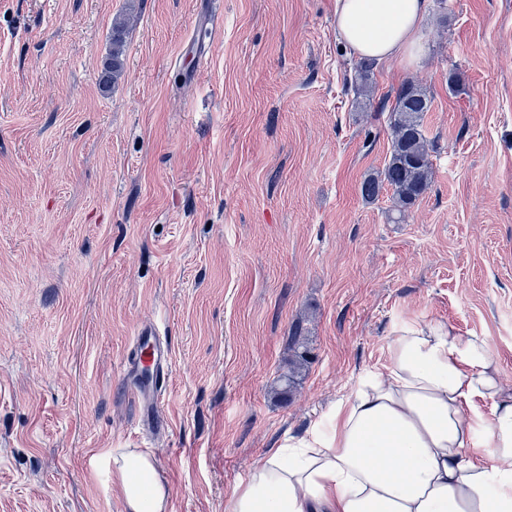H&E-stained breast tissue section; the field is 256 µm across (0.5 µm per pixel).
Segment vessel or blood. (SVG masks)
Listing matches in <instances>:
<instances>
[{
    "label": "vessel or blood",
    "instance_id": "vessel-or-blood-1",
    "mask_svg": "<svg viewBox=\"0 0 512 512\" xmlns=\"http://www.w3.org/2000/svg\"><path fill=\"white\" fill-rule=\"evenodd\" d=\"M169 365V348L156 331L142 332L136 340V347L128 357L125 369L140 375L143 387L140 396L148 412L154 413L161 403V389Z\"/></svg>",
    "mask_w": 512,
    "mask_h": 512
}]
</instances>
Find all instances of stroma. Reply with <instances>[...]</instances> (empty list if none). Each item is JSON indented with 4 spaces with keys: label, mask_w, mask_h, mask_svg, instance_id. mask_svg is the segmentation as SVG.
Here are the masks:
<instances>
[{
    "label": "stroma",
    "mask_w": 512,
    "mask_h": 512,
    "mask_svg": "<svg viewBox=\"0 0 512 512\" xmlns=\"http://www.w3.org/2000/svg\"><path fill=\"white\" fill-rule=\"evenodd\" d=\"M423 46L363 87L336 0H0V512H124L105 448L226 512L406 326L512 385V0H429ZM408 82L433 173L398 219L360 186ZM150 326L157 426L123 370ZM127 33V22L116 21L112 27V55L108 60L104 73V83L116 79L122 69V54Z\"/></svg>",
    "instance_id": "stroma-1"
}]
</instances>
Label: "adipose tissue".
Returning <instances> with one entry per match:
<instances>
[{"instance_id": "1", "label": "adipose tissue", "mask_w": 512, "mask_h": 512, "mask_svg": "<svg viewBox=\"0 0 512 512\" xmlns=\"http://www.w3.org/2000/svg\"><path fill=\"white\" fill-rule=\"evenodd\" d=\"M428 0H337L352 54L416 58ZM490 401L489 413L475 399ZM102 460L124 512H167L151 454ZM227 512H512V387L485 337L407 327L387 363L334 407L326 432L272 449L233 491Z\"/></svg>"}]
</instances>
